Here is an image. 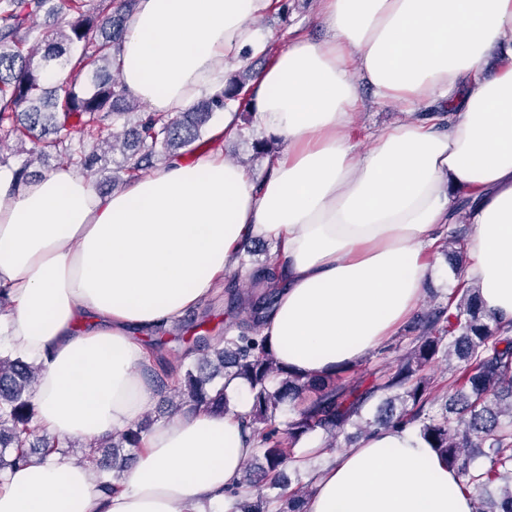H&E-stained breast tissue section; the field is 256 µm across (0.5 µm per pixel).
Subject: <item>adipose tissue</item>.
I'll return each instance as SVG.
<instances>
[{
	"label": "adipose tissue",
	"instance_id": "1",
	"mask_svg": "<svg viewBox=\"0 0 512 512\" xmlns=\"http://www.w3.org/2000/svg\"><path fill=\"white\" fill-rule=\"evenodd\" d=\"M272 0H138L118 56L126 94L181 112L224 86L264 34ZM322 37L297 36L258 71L241 110L288 150L250 181L222 152L177 158L105 194L72 167L23 182L0 171V352L38 368L35 424L92 443L137 423L154 388L135 331L210 298L252 240L278 256L256 271L274 289L261 333L298 372L353 365L394 334L431 273L426 254L467 221L466 276L485 312L512 321V0H319ZM401 103L406 120L364 134L365 106ZM447 100L446 122L420 118ZM368 138L366 151L356 149ZM469 199L459 209V199ZM230 410L192 409L144 434L121 488L51 454L0 473V512H224L256 445L243 431L246 382ZM308 512H472L456 472L410 429L386 428L319 472Z\"/></svg>",
	"mask_w": 512,
	"mask_h": 512
}]
</instances>
